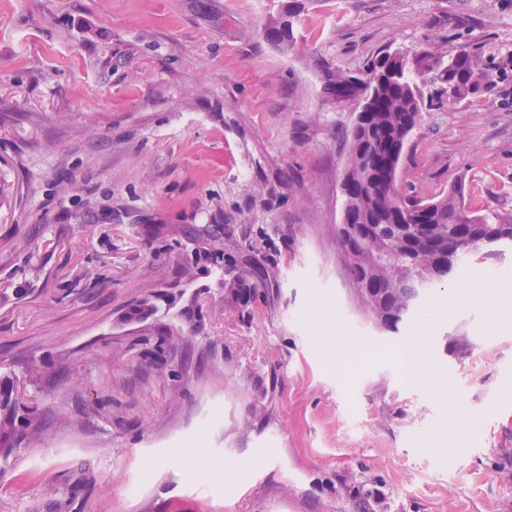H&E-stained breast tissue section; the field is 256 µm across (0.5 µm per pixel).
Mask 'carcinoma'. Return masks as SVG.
Returning <instances> with one entry per match:
<instances>
[{"label":"carcinoma","mask_w":512,"mask_h":512,"mask_svg":"<svg viewBox=\"0 0 512 512\" xmlns=\"http://www.w3.org/2000/svg\"><path fill=\"white\" fill-rule=\"evenodd\" d=\"M298 12L268 17L266 40L286 52L294 44ZM507 75L506 67L474 51L442 54L422 50L406 57L387 53L370 66L368 78L328 73L338 98L373 102L352 125L346 174L342 184L343 211L352 216L354 232L336 225V244L344 252L353 292L363 314L377 327L399 331L430 286L447 280L491 252L476 241L495 239L512 243V220L493 212L469 210L464 184L430 200L402 194L397 183L398 163L405 141L422 112L440 103L453 89L454 100L492 92ZM247 258L224 269V288L231 308L261 295L271 283L266 267L255 263L261 244H246ZM158 310L151 298L138 302L123 321L138 322ZM26 407L14 392L13 381L0 379V458L8 459L22 434L19 422L37 436L41 426L21 415Z\"/></svg>","instance_id":"cac0c4a2"}]
</instances>
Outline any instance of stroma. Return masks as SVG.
<instances>
[{
    "mask_svg": "<svg viewBox=\"0 0 512 512\" xmlns=\"http://www.w3.org/2000/svg\"><path fill=\"white\" fill-rule=\"evenodd\" d=\"M303 2L283 52L288 0H0V375L44 429L0 512H512V327L448 304L512 251L378 329L336 244L357 104L325 88L394 48L510 58L512 0ZM399 175L512 218V77L423 113ZM248 240L278 282L231 310ZM320 300L359 355L318 343ZM298 12H285L268 17L264 24L266 40L283 52L290 50L294 44V18Z\"/></svg>",
    "mask_w": 512,
    "mask_h": 512,
    "instance_id": "1",
    "label": "stroma"
}]
</instances>
